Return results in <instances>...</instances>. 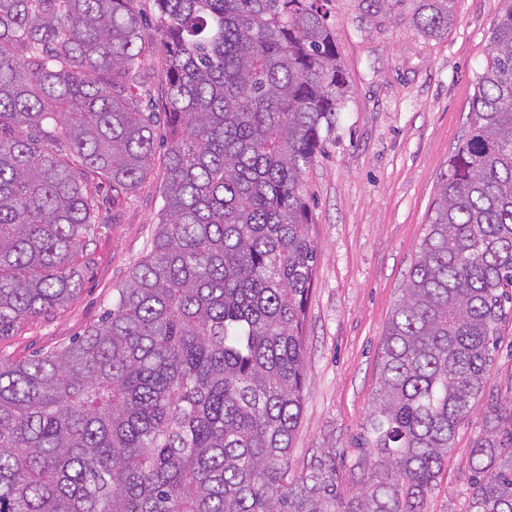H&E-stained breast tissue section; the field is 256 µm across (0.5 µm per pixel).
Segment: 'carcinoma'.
Here are the masks:
<instances>
[{
	"instance_id": "obj_1",
	"label": "carcinoma",
	"mask_w": 512,
	"mask_h": 512,
	"mask_svg": "<svg viewBox=\"0 0 512 512\" xmlns=\"http://www.w3.org/2000/svg\"><path fill=\"white\" fill-rule=\"evenodd\" d=\"M132 0H0V338L74 298L96 176L155 160ZM322 0H155L169 142L150 249L82 336L0 358V512H424L512 319V0L386 323L339 490L294 475L317 248L306 170L347 99ZM404 0H360L371 17ZM453 0H418L433 37ZM468 512H512V400H490Z\"/></svg>"
}]
</instances>
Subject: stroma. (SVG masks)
<instances>
[{
  "label": "stroma",
  "mask_w": 512,
  "mask_h": 512,
  "mask_svg": "<svg viewBox=\"0 0 512 512\" xmlns=\"http://www.w3.org/2000/svg\"><path fill=\"white\" fill-rule=\"evenodd\" d=\"M134 6L143 18V41L154 49L140 91L148 110L159 113L164 81L155 0H134ZM415 6L404 0L399 16L374 19L359 10L358 0L324 6L349 93L335 132L303 177L318 257L304 327L303 415L290 456L295 474L330 448L346 462L355 455V437L378 388V346L466 125L501 3L454 0L455 22L437 38L413 25ZM156 134L159 160L125 199L113 201L107 184L89 182L100 226L80 291L50 316L0 338V357L20 361L53 351L111 307L117 288L147 254L162 206L165 122H158ZM485 395L449 448L426 512L467 510L470 449L482 431L485 401L512 398V321L498 343Z\"/></svg>",
  "instance_id": "stroma-1"
}]
</instances>
